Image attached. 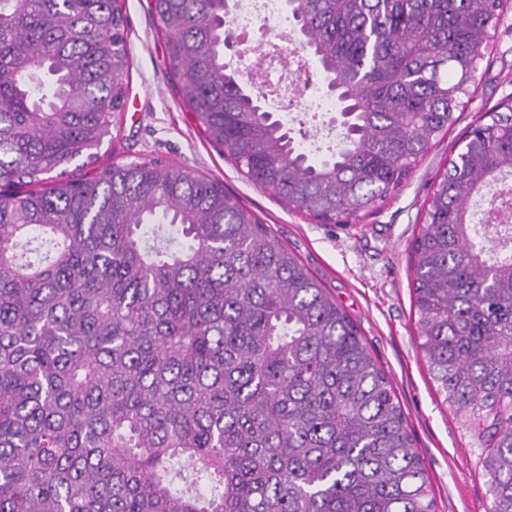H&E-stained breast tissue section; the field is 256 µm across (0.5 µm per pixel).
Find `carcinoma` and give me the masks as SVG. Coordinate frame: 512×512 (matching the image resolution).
Returning <instances> with one entry per match:
<instances>
[{"mask_svg":"<svg viewBox=\"0 0 512 512\" xmlns=\"http://www.w3.org/2000/svg\"><path fill=\"white\" fill-rule=\"evenodd\" d=\"M227 2L152 0L171 85L249 181L334 224L457 123L504 10L284 0L342 105L316 162L228 71ZM126 25L114 0H0V512H436L357 324L236 196L154 160L68 172L125 107ZM486 116L425 202L411 286L488 512H512V206L470 222L512 174V105Z\"/></svg>","mask_w":512,"mask_h":512,"instance_id":"1","label":"carcinoma"}]
</instances>
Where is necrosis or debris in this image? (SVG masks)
<instances>
[{
    "label": "necrosis or debris",
    "instance_id": "4bbe7bcc",
    "mask_svg": "<svg viewBox=\"0 0 512 512\" xmlns=\"http://www.w3.org/2000/svg\"><path fill=\"white\" fill-rule=\"evenodd\" d=\"M228 20L234 40L259 47L263 61L250 68L246 77L271 92V105L284 121L295 123L298 113L314 107L324 112L335 110L333 99L309 94L318 75L295 42L282 0H229Z\"/></svg>",
    "mask_w": 512,
    "mask_h": 512
}]
</instances>
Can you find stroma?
Wrapping results in <instances>:
<instances>
[{
  "mask_svg": "<svg viewBox=\"0 0 512 512\" xmlns=\"http://www.w3.org/2000/svg\"><path fill=\"white\" fill-rule=\"evenodd\" d=\"M149 0H125L132 57L128 104L98 151L101 164L155 160L223 184L271 230L275 239L328 288L358 325L392 381L423 458L437 512H487L485 448L438 396L419 348L410 286V244L424 201L444 171L456 141L483 114L512 99V6L504 11L480 68L477 92L459 120L378 210L342 224H321L260 190L207 142L174 93L163 67V41Z\"/></svg>",
  "mask_w": 512,
  "mask_h": 512,
  "instance_id": "stroma-1",
  "label": "stroma"
}]
</instances>
